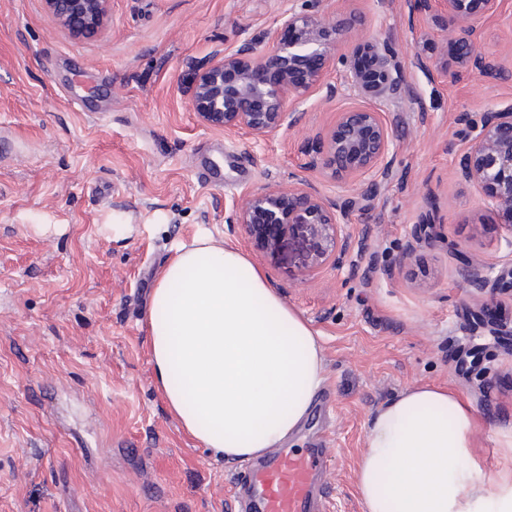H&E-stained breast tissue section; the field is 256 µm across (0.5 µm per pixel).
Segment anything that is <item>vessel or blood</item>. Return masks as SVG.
<instances>
[{
  "mask_svg": "<svg viewBox=\"0 0 512 512\" xmlns=\"http://www.w3.org/2000/svg\"><path fill=\"white\" fill-rule=\"evenodd\" d=\"M326 450H280L248 465L229 512H323Z\"/></svg>",
  "mask_w": 512,
  "mask_h": 512,
  "instance_id": "vessel-or-blood-1",
  "label": "vessel or blood"
}]
</instances>
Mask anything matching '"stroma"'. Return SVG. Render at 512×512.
<instances>
[{"instance_id":"obj_1","label":"stroma","mask_w":512,"mask_h":512,"mask_svg":"<svg viewBox=\"0 0 512 512\" xmlns=\"http://www.w3.org/2000/svg\"><path fill=\"white\" fill-rule=\"evenodd\" d=\"M289 0H110L101 32L78 37L43 0H0V512H225L245 468L199 445L169 415L149 362L147 312L174 243L202 230L249 251L285 302L321 334L324 385L288 448L328 449L330 512H363L355 463L372 414L434 383L468 398L488 476L512 431V353L468 314L512 330V302L462 276L512 263V231L458 177L462 112L512 104V0L488 21L482 53L502 76L461 73L442 48L443 0H323L356 11L346 48L377 43L401 61L410 97L381 103L395 177L350 230L376 258L316 275L307 246L253 251L227 223L246 189L302 177L326 197L349 178L310 167L340 112L370 106L350 87L312 93L300 123L254 139L203 126L187 63L252 37L280 38ZM432 220L416 261L403 251Z\"/></svg>"}]
</instances>
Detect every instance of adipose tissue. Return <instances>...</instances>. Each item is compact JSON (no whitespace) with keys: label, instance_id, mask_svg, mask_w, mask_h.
Masks as SVG:
<instances>
[{"label":"adipose tissue","instance_id":"1","mask_svg":"<svg viewBox=\"0 0 512 512\" xmlns=\"http://www.w3.org/2000/svg\"><path fill=\"white\" fill-rule=\"evenodd\" d=\"M154 383L186 434L249 461L298 431L323 383L319 333L237 245L206 232L173 247L152 291ZM477 412L437 384L408 387L370 418L356 461L363 512H512V434L486 479Z\"/></svg>","mask_w":512,"mask_h":512}]
</instances>
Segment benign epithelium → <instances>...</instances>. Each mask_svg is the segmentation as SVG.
<instances>
[{
  "mask_svg": "<svg viewBox=\"0 0 512 512\" xmlns=\"http://www.w3.org/2000/svg\"><path fill=\"white\" fill-rule=\"evenodd\" d=\"M110 0H44L58 23L75 35L101 31ZM504 0H445L441 26L449 34L456 62L478 76L502 73L498 62L477 47L485 23L501 13ZM310 8L289 7L280 26L290 33L262 45L245 38L232 50L215 51L203 62H191L194 78L189 103L203 124L226 131H244L256 138L296 126V105L318 85L321 71L343 68L345 81L363 96L390 101L409 93L403 72L386 46H370L364 53L344 52L347 34L356 25L354 13L336 18ZM467 136L458 173L483 192L486 204L512 228V106L480 116L462 112L457 117ZM391 132L382 112L356 108L339 114L323 135L322 156L310 161L334 177H352L359 183L353 199L324 198L307 181L276 180L242 192L226 218L245 228L251 246L273 253L291 238L308 246L306 267L315 273L331 265L341 269L361 253V243L348 227L349 214L361 201L376 197L393 173ZM427 237L414 231L404 260H415ZM469 286L512 295V267L468 273Z\"/></svg>",
  "mask_w": 512,
  "mask_h": 512,
  "instance_id": "benign-epithelium-1",
  "label": "benign epithelium"
}]
</instances>
